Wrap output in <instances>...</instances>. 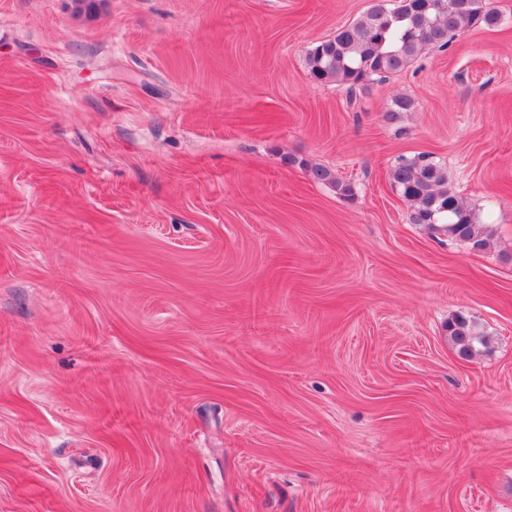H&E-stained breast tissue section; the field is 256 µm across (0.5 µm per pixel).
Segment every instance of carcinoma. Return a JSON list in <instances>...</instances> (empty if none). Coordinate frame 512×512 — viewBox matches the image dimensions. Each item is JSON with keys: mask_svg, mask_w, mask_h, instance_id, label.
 Instances as JSON below:
<instances>
[{"mask_svg": "<svg viewBox=\"0 0 512 512\" xmlns=\"http://www.w3.org/2000/svg\"><path fill=\"white\" fill-rule=\"evenodd\" d=\"M498 23L499 15L486 0H397L391 8L386 0H377L356 22L337 28L308 51V71L318 83L341 84L353 93L376 77L403 70L426 47L443 49L471 28ZM307 170L314 181L332 185L340 197L353 198L352 186L329 168L311 165ZM391 180L410 203V223L428 224L477 252L488 247L474 212L448 189L447 171L432 157L401 160ZM446 330L461 360L489 350L476 321L462 313L448 320Z\"/></svg>", "mask_w": 512, "mask_h": 512, "instance_id": "cac0c4a2", "label": "carcinoma"}]
</instances>
